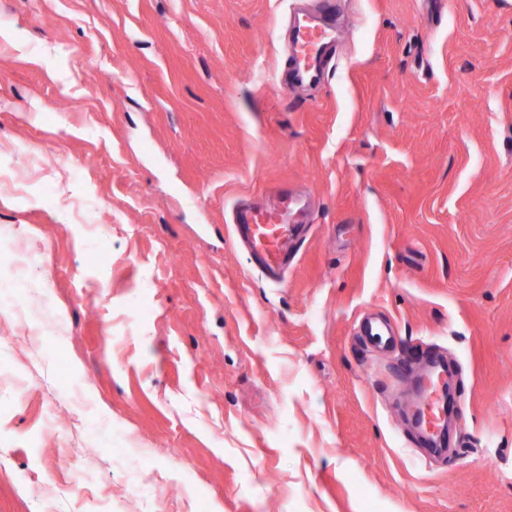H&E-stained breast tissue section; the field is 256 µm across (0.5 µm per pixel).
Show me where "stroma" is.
Returning <instances> with one entry per match:
<instances>
[{"label":"stroma","mask_w":512,"mask_h":512,"mask_svg":"<svg viewBox=\"0 0 512 512\" xmlns=\"http://www.w3.org/2000/svg\"><path fill=\"white\" fill-rule=\"evenodd\" d=\"M317 0H0V227L39 254L54 326L0 342V512H86L37 385L82 393L112 512H512V0H337L336 52L290 86ZM310 202L280 283L234 203ZM102 205L103 223L76 207ZM387 319L391 350L357 339ZM456 370L443 452L412 423L421 356ZM156 454L130 464L131 436ZM52 474L34 500L24 480Z\"/></svg>","instance_id":"obj_1"}]
</instances>
